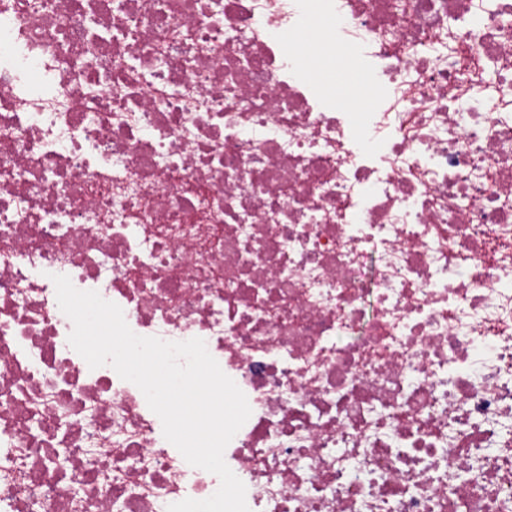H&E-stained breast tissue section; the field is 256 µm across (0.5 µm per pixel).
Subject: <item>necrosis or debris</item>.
Segmentation results:
<instances>
[{
	"label": "necrosis or debris",
	"instance_id": "1",
	"mask_svg": "<svg viewBox=\"0 0 512 512\" xmlns=\"http://www.w3.org/2000/svg\"><path fill=\"white\" fill-rule=\"evenodd\" d=\"M56 275L204 340L250 512H512V0H0V512L212 496ZM340 71L350 72L351 74H326L321 72L318 74L317 79L322 83L325 90L333 96L342 99L346 104H349V95L358 86V75L356 72L342 69L336 65ZM335 68V71H336Z\"/></svg>",
	"mask_w": 512,
	"mask_h": 512
}]
</instances>
